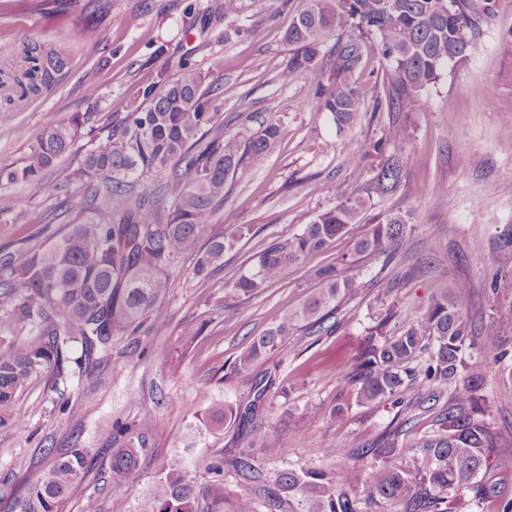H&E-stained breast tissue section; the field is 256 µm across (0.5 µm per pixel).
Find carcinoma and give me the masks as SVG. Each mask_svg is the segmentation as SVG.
Returning <instances> with one entry per match:
<instances>
[{
    "label": "carcinoma",
    "instance_id": "obj_1",
    "mask_svg": "<svg viewBox=\"0 0 512 512\" xmlns=\"http://www.w3.org/2000/svg\"><path fill=\"white\" fill-rule=\"evenodd\" d=\"M498 2L306 0L285 32L291 56L281 80L293 82L333 60L332 80L319 86L309 107L329 113L340 132L358 121L370 100L373 111L392 115L422 109L425 92L448 66L469 60L476 24L493 15ZM366 39L375 40L383 59L381 75L370 87L353 78ZM30 52L38 73L34 90L49 93L68 67L69 55L41 43ZM220 96L219 85L183 59L173 76L143 90L138 107L92 138L78 168L56 172L62 157L84 137L87 118L79 114L35 132L20 165L0 168L1 183H29L48 198L64 197L76 210L62 235L20 255L0 252V315L29 332V339L0 356V424L7 422L17 394L32 377L50 371L64 379L72 364L84 374L104 361L112 338L137 330L166 295L179 259L195 254L196 274H205L224 266V254L252 233L251 225L240 224L230 235L210 240L206 250L199 248L224 206L229 181L244 164L263 166L281 139L276 121L245 140L224 135ZM412 141L409 123L392 118L384 136L373 143L380 163L359 188L317 213L298 233L274 241L233 282V296L256 298L290 278L306 255L326 250L356 224H369L350 253L315 272L322 288L235 357L231 374L250 383L248 400H214L197 418L196 430L212 435L230 422L249 425L248 447L225 449L202 486L184 460L175 458L135 506L118 503L115 512H258L247 491L227 500L226 472L243 485H259L266 512H359L357 499L350 496L362 482L356 467L262 471L251 449L281 459L291 439L259 421L258 414L272 405L273 376L257 379L253 373L260 364L288 356V337L297 332H333L336 324L325 322L355 293L356 270L407 235L409 211L370 220L364 214L399 187ZM150 172L161 175L158 184L139 187L140 178ZM75 181L85 184L76 204L70 194ZM468 293L469 284L457 281L439 289L426 311L407 317L397 334L383 331L384 320L371 328L366 349L348 375L352 389L329 413L340 421L354 405L369 407L399 395L407 381L416 386L415 404L420 406L437 401L439 384L455 380L450 402L435 415V428L421 437H408L409 417L382 440L363 433L329 449L333 456L355 459L398 451L408 457L404 468L381 464L372 471L366 501L377 509L390 504L392 512H474L494 504V512H512V499H501L499 486L485 478L502 433L481 405L483 376L475 362L478 357L503 363L512 338L502 334L497 322L485 325L481 339L473 337L464 307ZM76 347L81 353L73 358ZM115 428L124 439L112 449L110 474L134 482L150 438L118 423ZM93 468L88 449H69L15 500L12 512H60L72 486Z\"/></svg>",
    "mask_w": 512,
    "mask_h": 512
}]
</instances>
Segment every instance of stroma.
<instances>
[{
  "mask_svg": "<svg viewBox=\"0 0 512 512\" xmlns=\"http://www.w3.org/2000/svg\"><path fill=\"white\" fill-rule=\"evenodd\" d=\"M220 2L80 0L78 7L55 11L41 0H0L2 168L20 164L31 133L74 113L87 115L89 129L110 125L184 57L221 82L225 134L246 135L269 120L282 125L276 151L262 167L239 169L209 228L221 237L239 224L253 227L225 255L223 269L204 278L194 272L195 256H184L166 297L138 331L115 339L111 358L93 375L58 382L45 373L16 396L8 424L0 427V512H10L54 453L75 445L91 449L96 465L71 490L62 512H83L89 501L97 512H112L117 502L134 505L182 451L189 425L207 407L206 396L247 395L248 384L230 374L235 355L319 288L316 270L353 247L355 235L336 239L327 252L304 258L292 278L241 304L239 316L225 321L224 306L232 301L228 287L254 258L357 189L360 171L377 165L369 149L382 137L388 117L364 115L340 135L328 114L306 107L317 84L330 81L329 72L281 82L290 56L283 34L303 0H246V11L234 21L244 33L231 38L224 35ZM90 21L104 36L94 47L71 38ZM509 35L512 0H500L495 16L481 23L471 58L449 67L428 90L426 106L409 112L414 140L405 178L373 212L411 210L413 230L358 272L359 291L337 312L332 334L301 331L293 337L275 376L277 387L289 393L274 398L266 416L267 425L290 434L292 442L284 459L261 460L264 470L344 466L330 449L363 432L386 434L409 416L411 389L370 408H352L339 422L329 412L349 388L346 373L365 348L368 328L381 322L395 334L401 315L423 311L436 289L467 281L465 307L476 327L498 321L512 335V267L496 261L499 247L512 239V138L502 134L512 128V55L500 47ZM34 42L61 45L70 53L67 73L48 94L27 89L34 67L27 48ZM89 83L97 85V98L85 97ZM349 151L360 158V169L346 163ZM51 214L58 231L73 217L29 184H0V249L19 253L43 243L41 225ZM189 323L204 330L186 345L181 330ZM148 337L171 354V365L158 367L154 354L143 350ZM480 370L495 428L512 433V387L502 383L498 364L486 362ZM64 400L68 412L54 411L53 402ZM116 422L146 431L153 443L133 483L112 481L108 473ZM245 443L236 423L221 434L197 436L188 457L197 482L209 480L207 466L224 449Z\"/></svg>",
  "mask_w": 512,
  "mask_h": 512,
  "instance_id": "1",
  "label": "stroma"
}]
</instances>
